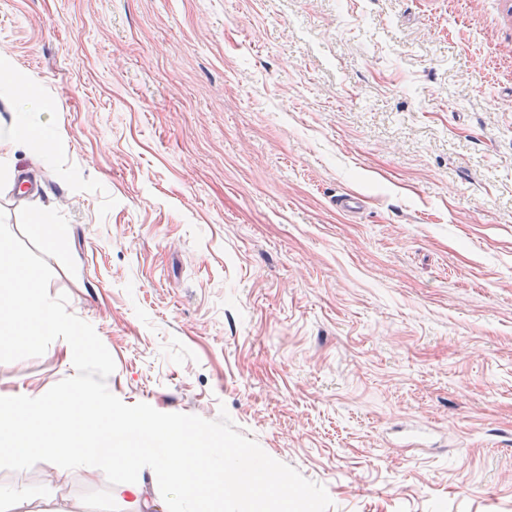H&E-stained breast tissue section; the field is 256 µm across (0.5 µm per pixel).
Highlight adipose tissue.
Returning a JSON list of instances; mask_svg holds the SVG:
<instances>
[{"label": "adipose tissue", "instance_id": "ef3b65f1", "mask_svg": "<svg viewBox=\"0 0 512 512\" xmlns=\"http://www.w3.org/2000/svg\"><path fill=\"white\" fill-rule=\"evenodd\" d=\"M18 84L17 74L0 72V102L11 109L9 123L0 126V149L14 150L41 139L46 148L36 160L50 166L56 133L31 118L33 111L46 110L47 105L35 91L18 96ZM130 431L156 441V448H127L123 436ZM183 435L179 423L111 408L90 392L76 399L51 397L27 410L4 409L0 462L19 465L39 455L51 492L38 497L19 484L1 485L0 500L9 501L12 512H81L76 500L56 489L59 478L73 467L88 481L108 470L119 512H215V496L233 498L254 488L287 496V475L267 465L251 468L217 446L199 449L196 458H189Z\"/></svg>", "mask_w": 512, "mask_h": 512}]
</instances>
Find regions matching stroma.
I'll return each instance as SVG.
<instances>
[{
	"mask_svg": "<svg viewBox=\"0 0 512 512\" xmlns=\"http://www.w3.org/2000/svg\"><path fill=\"white\" fill-rule=\"evenodd\" d=\"M1 67L57 138L0 210L111 393L227 409L330 512H512V0H0Z\"/></svg>",
	"mask_w": 512,
	"mask_h": 512,
	"instance_id": "35a3bbf8",
	"label": "stroma"
}]
</instances>
